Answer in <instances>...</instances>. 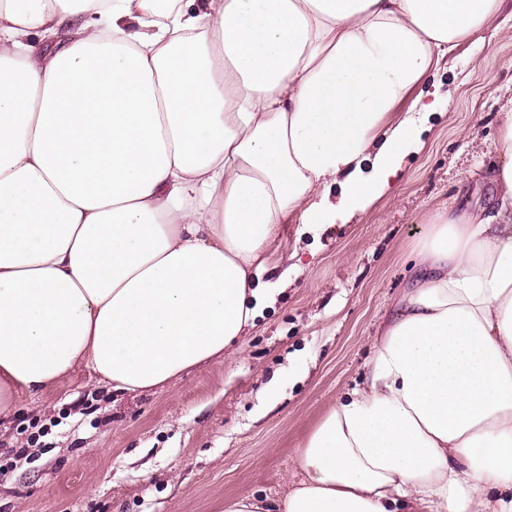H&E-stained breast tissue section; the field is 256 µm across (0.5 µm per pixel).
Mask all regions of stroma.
Listing matches in <instances>:
<instances>
[{"mask_svg": "<svg viewBox=\"0 0 512 512\" xmlns=\"http://www.w3.org/2000/svg\"><path fill=\"white\" fill-rule=\"evenodd\" d=\"M442 106L394 189L352 223L285 224L259 275L276 289L239 352L141 394L84 367L0 416V452L28 448L0 475V512H223L285 490L295 450L329 407L360 387L379 321L411 277L427 213L486 205L501 110L512 98V40L488 29L426 75ZM452 108H444V101ZM49 425L41 446L27 427Z\"/></svg>", "mask_w": 512, "mask_h": 512, "instance_id": "stroma-1", "label": "stroma"}]
</instances>
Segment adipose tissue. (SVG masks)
<instances>
[{"label":"adipose tissue","instance_id":"obj_1","mask_svg":"<svg viewBox=\"0 0 512 512\" xmlns=\"http://www.w3.org/2000/svg\"><path fill=\"white\" fill-rule=\"evenodd\" d=\"M506 2L0 0V414L79 364L143 393L233 356L282 224L388 193L436 108L410 91L512 39ZM496 151L289 491L225 512H512V111Z\"/></svg>","mask_w":512,"mask_h":512}]
</instances>
